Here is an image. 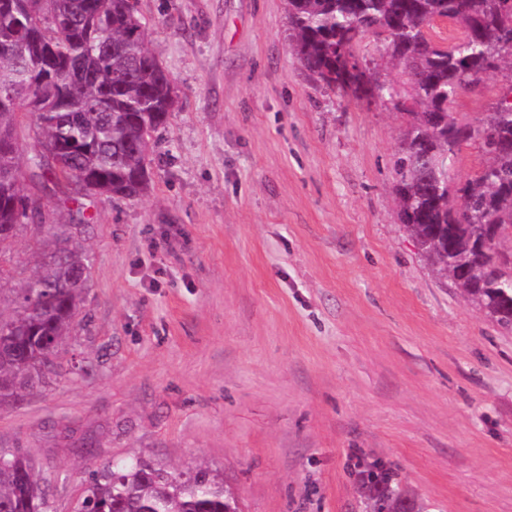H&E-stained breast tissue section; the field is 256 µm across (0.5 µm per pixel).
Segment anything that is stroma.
Masks as SVG:
<instances>
[{
    "label": "stroma",
    "mask_w": 512,
    "mask_h": 512,
    "mask_svg": "<svg viewBox=\"0 0 512 512\" xmlns=\"http://www.w3.org/2000/svg\"><path fill=\"white\" fill-rule=\"evenodd\" d=\"M178 90L151 188L89 208L95 261L63 370L0 404L50 512L140 460L218 474L239 512H363L394 472L424 512H512V330L400 220L407 116L326 87L285 0H139ZM401 84L382 38L358 52ZM504 83L455 110L474 121Z\"/></svg>",
    "instance_id": "stroma-1"
}]
</instances>
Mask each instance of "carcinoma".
I'll use <instances>...</instances> for the list:
<instances>
[{
  "mask_svg": "<svg viewBox=\"0 0 512 512\" xmlns=\"http://www.w3.org/2000/svg\"><path fill=\"white\" fill-rule=\"evenodd\" d=\"M291 44L303 68L329 88L368 83L355 49L386 33L407 96L408 123L395 161L401 221L436 271L512 329V102L473 122L453 112L483 77L512 83V0H286ZM458 24L461 37L434 41L431 22ZM0 288L13 277L8 244L30 232L38 254L0 314V403L14 402L58 372L59 356L89 288L94 256L83 245L84 200L135 198L151 186L152 134L178 100L151 49L138 0H0ZM480 145L485 163L453 185L448 155ZM65 193L69 223H54L48 197ZM487 238L489 246L478 247ZM0 463V512H48L33 462ZM364 512H420L388 470L361 487ZM233 494L206 469L168 470L147 461L106 469L77 512H236Z\"/></svg>",
  "mask_w": 512,
  "mask_h": 512,
  "instance_id": "carcinoma-1",
  "label": "carcinoma"
}]
</instances>
